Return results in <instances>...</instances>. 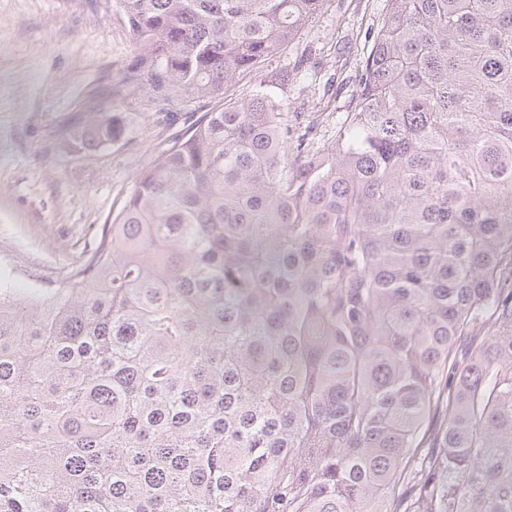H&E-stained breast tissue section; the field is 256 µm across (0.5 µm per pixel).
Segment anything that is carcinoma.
I'll return each mask as SVG.
<instances>
[{
	"instance_id": "cac0c4a2",
	"label": "carcinoma",
	"mask_w": 512,
	"mask_h": 512,
	"mask_svg": "<svg viewBox=\"0 0 512 512\" xmlns=\"http://www.w3.org/2000/svg\"><path fill=\"white\" fill-rule=\"evenodd\" d=\"M324 2L116 0L120 89L215 106L0 288V512H512V0H386L316 147L226 90Z\"/></svg>"
}]
</instances>
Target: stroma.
<instances>
[{
    "mask_svg": "<svg viewBox=\"0 0 512 512\" xmlns=\"http://www.w3.org/2000/svg\"><path fill=\"white\" fill-rule=\"evenodd\" d=\"M386 0H325L282 51L231 91L285 70L289 114L331 135L357 94ZM133 35L114 0H0V283L66 287L140 172L208 111L205 102L117 93ZM126 117L123 138L72 150L63 130L89 102Z\"/></svg>",
    "mask_w": 512,
    "mask_h": 512,
    "instance_id": "obj_1",
    "label": "stroma"
}]
</instances>
